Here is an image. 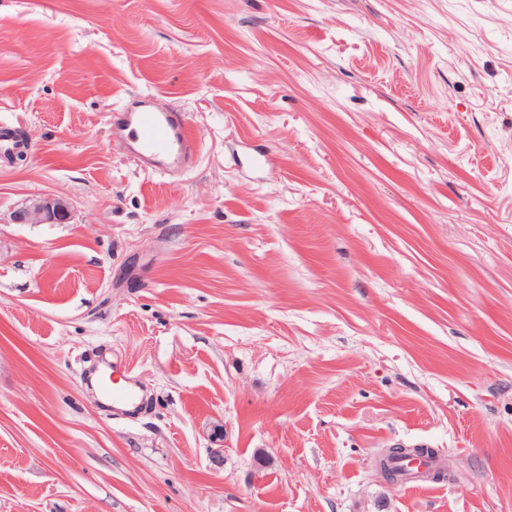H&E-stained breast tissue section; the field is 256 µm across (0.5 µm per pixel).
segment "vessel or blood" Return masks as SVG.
<instances>
[{"label": "vessel or blood", "mask_w": 512, "mask_h": 512, "mask_svg": "<svg viewBox=\"0 0 512 512\" xmlns=\"http://www.w3.org/2000/svg\"><path fill=\"white\" fill-rule=\"evenodd\" d=\"M112 136L124 142L145 168L160 174L189 164L198 152L183 113L161 112L144 101L131 103L117 113ZM102 393L118 409L133 411L140 405L138 391L131 385L106 384Z\"/></svg>", "instance_id": "vessel-or-blood-1"}]
</instances>
